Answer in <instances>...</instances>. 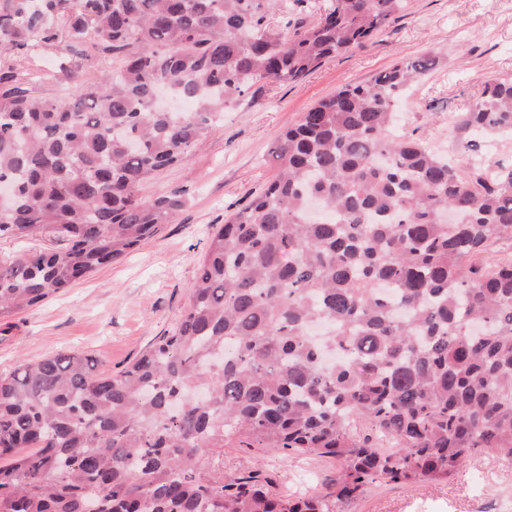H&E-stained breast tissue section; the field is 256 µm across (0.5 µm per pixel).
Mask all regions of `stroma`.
<instances>
[{
	"instance_id": "35a3bbf8",
	"label": "stroma",
	"mask_w": 512,
	"mask_h": 512,
	"mask_svg": "<svg viewBox=\"0 0 512 512\" xmlns=\"http://www.w3.org/2000/svg\"><path fill=\"white\" fill-rule=\"evenodd\" d=\"M330 0H289L268 19L289 35L325 13ZM438 55L437 67L396 102L400 131L433 150L463 154L472 135L464 126L484 83L512 77V0H407L395 21L363 47L332 55L303 79L256 83L229 106L209 134L175 166L140 187L144 197L180 191L185 205L175 221L118 262L100 268L41 306L20 312L12 335L0 340V373L19 362L59 352L90 357L98 371L131 365L156 337L171 330L189 304L188 286L209 235L274 177L268 151L274 139L305 112L343 86L369 81L401 60ZM56 47L0 51V75L26 79L31 96L66 102L83 82L97 81L95 55L78 61L79 75L56 67ZM264 466L278 489L328 491L332 459L281 458L239 439L224 443V471L243 474ZM335 512H512V460L479 453L447 479L405 487L380 482L335 506Z\"/></svg>"
}]
</instances>
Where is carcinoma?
<instances>
[{
    "instance_id": "carcinoma-1",
    "label": "carcinoma",
    "mask_w": 512,
    "mask_h": 512,
    "mask_svg": "<svg viewBox=\"0 0 512 512\" xmlns=\"http://www.w3.org/2000/svg\"><path fill=\"white\" fill-rule=\"evenodd\" d=\"M406 0H333L267 28L282 0H0V49L35 43L118 68L67 104L0 93V260L12 317L170 224L178 192L141 196L258 82L297 81L364 46ZM437 58L347 85L280 133L277 178L210 239L177 328L105 374L60 353L0 374V512H334L378 481L451 476L512 456V168L398 133L393 102ZM466 127L512 133V80ZM336 461L331 492L281 495L224 475V440ZM329 5L330 0H288V11H276L268 18V27L283 35H290L298 23L319 19Z\"/></svg>"
}]
</instances>
